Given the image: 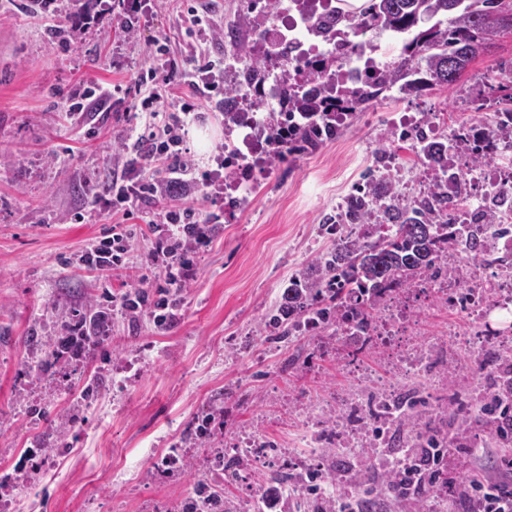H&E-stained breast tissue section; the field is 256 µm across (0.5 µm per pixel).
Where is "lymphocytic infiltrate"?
<instances>
[{"label":"lymphocytic infiltrate","instance_id":"obj_1","mask_svg":"<svg viewBox=\"0 0 512 512\" xmlns=\"http://www.w3.org/2000/svg\"><path fill=\"white\" fill-rule=\"evenodd\" d=\"M160 64L137 75V86L148 87L142 100L145 130L120 141V149L134 153L135 161L113 170L102 186L87 197L89 209L104 207L117 222L111 234L92 240L78 257L77 264L95 273L100 288V306L108 312L98 323L107 333L112 315L129 321L148 317L156 329L171 326L175 310L183 303L182 293L197 275V257L212 242L218 213H201L186 205L197 179L189 169L181 150L182 131L197 101L209 98L224 81L221 62L194 52L195 64L185 70L181 81L171 79L173 61L168 44L156 48ZM181 101L179 111L159 114L157 106L166 99ZM140 218L147 226L150 246L142 256L152 273L121 293L111 292L106 281L109 272L123 268L134 251V230L124 228L131 218ZM439 450L405 449L394 464L396 493L405 497L421 488L439 495L434 475L442 466ZM465 499L471 512H512V483L474 479L467 486Z\"/></svg>","mask_w":512,"mask_h":512}]
</instances>
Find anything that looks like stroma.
Masks as SVG:
<instances>
[{"mask_svg":"<svg viewBox=\"0 0 512 512\" xmlns=\"http://www.w3.org/2000/svg\"><path fill=\"white\" fill-rule=\"evenodd\" d=\"M60 8L65 49L42 21L0 0V469L34 473L38 486L17 512H175L218 452L243 447L246 467L224 483L229 512H253L271 484L286 494L283 512H336L350 492L365 493L380 512H425L413 498L381 492L395 456L381 441L407 443L420 431L444 440L443 483L511 478L503 458L512 442L480 410L499 388L500 364L473 359L491 343L508 350L512 335L473 345L465 316L441 303L424 311L425 330L452 322L462 338L436 362L438 385L421 389L414 428L391 426L379 441L373 424H359L364 448L376 451L369 460L337 437L353 414L340 400L350 367L386 372L385 348L355 350L326 326L286 339L268 327L289 278L336 238L325 217L337 186L393 148L386 127L364 112L317 151L270 164L242 210L225 214L223 202L195 190L189 205L224 217L173 327L118 316L86 357L34 366L31 350L54 342L96 294L89 273L68 260L112 227V214L82 223L74 214L115 169L118 132L137 123L141 95L130 77L151 63L149 40L187 41L167 0H151L131 35L113 15L78 22L67 0ZM485 75L512 82V31L494 39L459 86L400 106L442 114L456 128L470 120ZM92 80L112 85L110 115L65 121L70 93ZM201 128L210 134L203 148L194 137ZM223 144V103L201 102L183 142L196 176L214 168ZM475 448L485 456L474 458Z\"/></svg>","mask_w":512,"mask_h":512,"instance_id":"1","label":"stroma"}]
</instances>
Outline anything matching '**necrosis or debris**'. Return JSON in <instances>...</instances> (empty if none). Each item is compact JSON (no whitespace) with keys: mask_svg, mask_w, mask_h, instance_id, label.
Returning <instances> with one entry per match:
<instances>
[{"mask_svg":"<svg viewBox=\"0 0 512 512\" xmlns=\"http://www.w3.org/2000/svg\"><path fill=\"white\" fill-rule=\"evenodd\" d=\"M308 9H300L295 0H283L279 11L260 16L251 43V51L228 60L224 66V81L236 92L226 102L224 127V175L229 178L225 201L227 208L244 206L255 184L252 174L267 166L278 152L279 137L287 133L296 117L289 110V96L307 93L315 84L308 78L310 64L318 59L335 60L329 79L343 89L362 87L367 77L377 76L388 61L400 60L398 41L385 44L380 57L363 53L358 41L346 35L344 27H336L327 35L313 33V22L335 15L334 0H308ZM279 58L281 71L259 79L247 76L254 58L263 53ZM266 103V110L256 109L255 101ZM379 111L388 113L391 137L401 144H431L440 125L438 118L416 117L399 111L396 101L379 100ZM456 147L449 150L444 164L423 167L418 198L428 197L433 187L450 190L453 204L442 214L443 222L454 224L460 233L479 223L483 214L494 221L482 236L484 263L463 260L460 247L450 248L439 263L436 274L419 278L386 292L379 313L368 330L356 322L341 325L343 336L357 340L368 334L379 341L393 336L405 337L397 354L399 372L409 379L429 375L433 361L434 342L414 341L417 314L421 307L412 303L409 294L421 289L449 307L459 309L468 319L482 327L484 335L512 334V116L496 114L477 116L456 134ZM489 152L502 157L501 165L476 170L463 169L460 157ZM399 165L398 159L386 158L374 166L372 181L358 180L351 184L345 198L336 205L334 223H349V204L355 199L370 197L372 186L383 189L371 221L383 223L384 210L406 204L407 197L390 190L389 174Z\"/></svg>","mask_w":512,"mask_h":512,"instance_id":"necrosis-or-debris-1","label":"necrosis or debris"}]
</instances>
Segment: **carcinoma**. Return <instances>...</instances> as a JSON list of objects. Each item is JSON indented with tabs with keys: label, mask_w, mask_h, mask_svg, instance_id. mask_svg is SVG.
Returning <instances> with one entry per match:
<instances>
[{
	"label": "carcinoma",
	"mask_w": 512,
	"mask_h": 512,
	"mask_svg": "<svg viewBox=\"0 0 512 512\" xmlns=\"http://www.w3.org/2000/svg\"><path fill=\"white\" fill-rule=\"evenodd\" d=\"M512 0H368V6L353 17V34L371 29L406 35L402 51L407 60L385 68L367 89L351 92L348 103L358 106L385 99L397 90L403 96L420 95L435 86L453 87L469 64L500 33L512 30V13L505 9ZM310 122L288 132V146L280 161L311 153L340 133L332 125L335 113L329 99L306 96L292 100ZM450 199L435 191L431 199L388 215L391 234L363 239L349 234L309 270L288 280V306L279 310L273 324L287 335L305 317L326 324L349 320L367 323L376 299L395 284H405L417 275L434 272L440 253L457 242V230L438 223ZM475 225L466 250L471 259L482 257L480 231ZM94 336L58 337L51 356L69 354L94 342Z\"/></svg>",
	"instance_id": "obj_1"
}]
</instances>
